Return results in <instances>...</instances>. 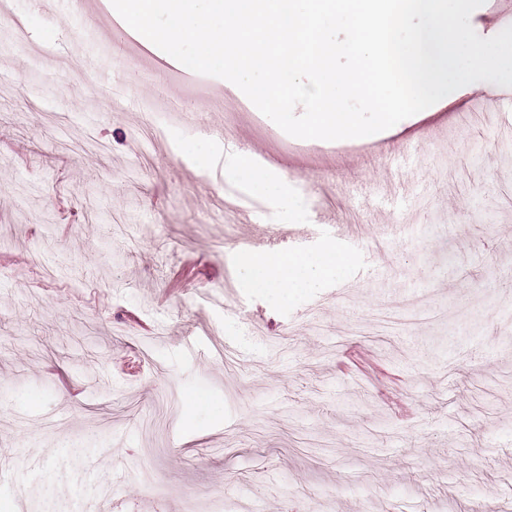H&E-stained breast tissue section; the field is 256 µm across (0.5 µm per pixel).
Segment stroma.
I'll return each instance as SVG.
<instances>
[{
  "label": "stroma",
  "mask_w": 512,
  "mask_h": 512,
  "mask_svg": "<svg viewBox=\"0 0 512 512\" xmlns=\"http://www.w3.org/2000/svg\"><path fill=\"white\" fill-rule=\"evenodd\" d=\"M0 28V512H512V140L457 102L380 140L292 137L143 47L111 0H15ZM112 42L93 74L75 54ZM181 99L169 116L159 86ZM432 144H425L427 134ZM275 163V192L219 146ZM423 140L433 194L352 216L340 185ZM244 202L253 224L225 208ZM352 263L285 302L242 241ZM372 351L406 415L337 365ZM112 378H102V370ZM193 410H186L187 402Z\"/></svg>",
  "instance_id": "obj_1"
}]
</instances>
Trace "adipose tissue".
Here are the masks:
<instances>
[{
	"label": "adipose tissue",
	"instance_id": "ef3b65f1",
	"mask_svg": "<svg viewBox=\"0 0 512 512\" xmlns=\"http://www.w3.org/2000/svg\"><path fill=\"white\" fill-rule=\"evenodd\" d=\"M352 261L334 239H324L315 250H277L244 254L239 275L250 287L285 300L299 288H317L335 278Z\"/></svg>",
	"mask_w": 512,
	"mask_h": 512
}]
</instances>
